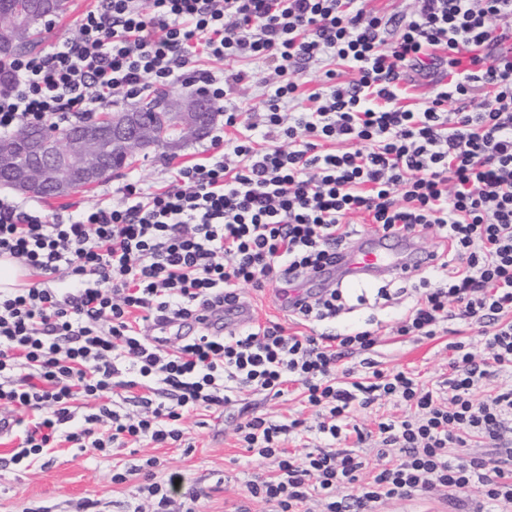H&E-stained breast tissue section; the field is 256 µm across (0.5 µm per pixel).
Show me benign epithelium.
<instances>
[{"instance_id":"1","label":"benign epithelium","mask_w":512,"mask_h":512,"mask_svg":"<svg viewBox=\"0 0 512 512\" xmlns=\"http://www.w3.org/2000/svg\"><path fill=\"white\" fill-rule=\"evenodd\" d=\"M203 97L194 93L169 106L162 123L195 125ZM162 130L142 126L129 113L119 123L80 125L64 133H29L25 149L13 136L0 138V187L28 197L70 195L78 186H91L110 176L105 153L128 156L154 146Z\"/></svg>"}]
</instances>
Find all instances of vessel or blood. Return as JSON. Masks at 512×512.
<instances>
[{
	"label": "vessel or blood",
	"mask_w": 512,
	"mask_h": 512,
	"mask_svg": "<svg viewBox=\"0 0 512 512\" xmlns=\"http://www.w3.org/2000/svg\"><path fill=\"white\" fill-rule=\"evenodd\" d=\"M430 252L416 251L413 240L362 233L349 242L340 253V261L329 278L337 281L362 282L388 274L404 277L411 265L436 264Z\"/></svg>",
	"instance_id": "1"
}]
</instances>
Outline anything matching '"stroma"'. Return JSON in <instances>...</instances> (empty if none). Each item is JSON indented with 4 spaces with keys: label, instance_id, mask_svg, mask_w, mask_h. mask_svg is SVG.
Here are the masks:
<instances>
[{
    "label": "stroma",
    "instance_id": "obj_1",
    "mask_svg": "<svg viewBox=\"0 0 512 512\" xmlns=\"http://www.w3.org/2000/svg\"><path fill=\"white\" fill-rule=\"evenodd\" d=\"M99 5L100 0H67L62 14L40 23L43 33L40 51H49L64 40L78 37L82 15ZM222 132L230 136L234 130L225 127L223 117L219 116L208 133L143 152L109 180L91 188L78 189L65 198L24 199L20 194L0 187V199L26 201L27 205L38 207L49 216L66 214L111 198L114 190L130 177L150 185L163 183L173 166L201 158L213 135ZM405 285L402 279H378L370 284L347 287L345 294L350 308L335 321L326 323V330L344 332L371 314L382 321L392 320L398 311L397 291ZM382 287L387 290L383 296L378 293ZM473 337V331L464 326L435 339L421 341L389 332L383 336L375 358L382 367L414 372L421 382L432 385L448 377L449 343ZM244 405L276 421L299 418L309 426L315 423L314 413L294 390L280 398L252 396ZM239 408L234 405L220 413L202 409L191 412L183 421L185 436L180 447L156 448L144 444L110 456L99 455L90 449L81 452L61 447L28 466L0 463V512H128L130 505L142 500L139 487L143 479L137 476L116 484L112 481V472L117 468L144 464L150 458L159 461L155 469L157 477L179 471L189 485L205 490V497L196 504V512H238L243 505L249 512H276L274 505L250 499L247 493L246 481L257 460L241 448L234 434ZM403 411V406L386 401L357 412L355 422L367 433L357 449L365 462L362 477H369L376 464L374 440L369 436L375 428V419L399 416Z\"/></svg>",
    "mask_w": 512,
    "mask_h": 512
}]
</instances>
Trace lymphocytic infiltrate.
<instances>
[{
    "instance_id": "lymphocytic-infiltrate-1",
    "label": "lymphocytic infiltrate",
    "mask_w": 512,
    "mask_h": 512,
    "mask_svg": "<svg viewBox=\"0 0 512 512\" xmlns=\"http://www.w3.org/2000/svg\"><path fill=\"white\" fill-rule=\"evenodd\" d=\"M245 58L273 69L255 119L226 107L209 155L176 166L164 186L128 179L116 200L69 216L0 199V257L36 272L37 285L0 290V406L15 415L11 464L62 444L107 455L143 443H182L190 411L219 410L246 395L280 397L297 384L318 422L315 451L296 457L284 438L303 425L240 411L243 448L273 463L253 474L250 497L278 512H373L378 503L433 491L453 498L478 487L475 512H512V389L476 398L512 370V0H415L384 15L365 0H103L77 38L17 57L0 87V133L52 119L89 118L115 97L134 98L180 80L203 84L224 105L239 71L217 80L201 57ZM343 62L356 76L302 97L306 64ZM430 84L409 102L413 75ZM366 216L373 233H434L449 250L420 269L405 293L397 336L432 339L460 320L480 350L451 343L445 386L380 368L377 330L288 333L275 321L225 334L209 315L232 309L243 288L291 293L299 324L333 320L341 289L298 295ZM195 319L199 332L159 348L142 333L154 319ZM361 356L365 376L344 359ZM146 388L140 414L108 402L116 390ZM392 399L401 417L377 423L379 463L346 442L356 410ZM97 414L74 423L76 401ZM492 448L485 459L470 443ZM141 492L153 512L179 489V473L155 480L146 460Z\"/></svg>"
}]
</instances>
